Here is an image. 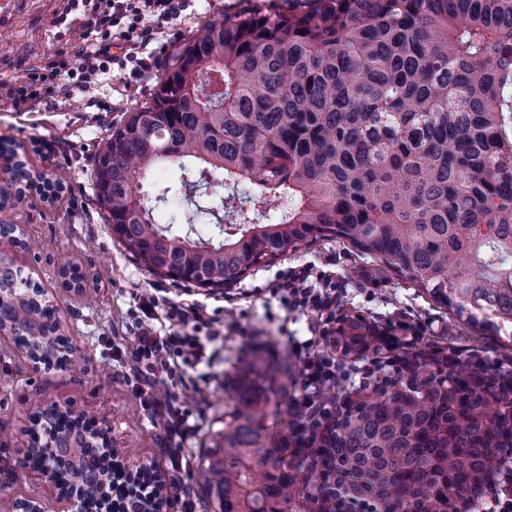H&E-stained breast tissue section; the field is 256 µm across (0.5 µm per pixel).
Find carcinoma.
Returning <instances> with one entry per match:
<instances>
[{
	"mask_svg": "<svg viewBox=\"0 0 512 512\" xmlns=\"http://www.w3.org/2000/svg\"><path fill=\"white\" fill-rule=\"evenodd\" d=\"M172 157L182 187L227 190L209 211L223 241L153 222L143 175ZM95 192L128 251L176 281L230 286L333 235L471 324L512 327V0H240L179 45L110 134ZM1 288L18 344L52 332L37 284L6 270ZM339 323L345 356L388 342L360 316ZM261 361L253 351V383L206 452L218 512H288L295 492L280 407H259ZM318 447L315 497L335 512H464L512 455V376L495 387L440 351L408 355L384 389L345 399ZM61 478L92 501L112 481L85 456Z\"/></svg>",
	"mask_w": 512,
	"mask_h": 512,
	"instance_id": "1",
	"label": "carcinoma"
}]
</instances>
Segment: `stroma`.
I'll return each mask as SVG.
<instances>
[{
    "mask_svg": "<svg viewBox=\"0 0 512 512\" xmlns=\"http://www.w3.org/2000/svg\"><path fill=\"white\" fill-rule=\"evenodd\" d=\"M236 3L192 0L158 40L160 60H167L199 25ZM58 9V0H6L0 6V79L24 81L58 52L75 56L83 45L82 29L76 22L65 28L57 25ZM156 79V73H149L141 91L127 98L119 93V77L112 76L84 93L52 94L37 112L0 100V135L27 143L32 165L50 167L64 177V189L54 203L33 192L24 204L0 211V221L23 225L30 248L17 255L16 264L25 278L55 290L59 314L80 364L76 371L35 369L10 339L0 336V512H12L15 502L23 499L39 500L45 512H57L53 485L24 462L32 417L53 401L69 403L88 419L106 421L118 447L164 467L162 428L141 406L128 378L139 299L155 289L173 299L192 296L224 321L220 362L182 391L188 408L201 417L185 449L198 512H211V501L197 477L198 465L215 431L223 426L249 349L261 342L269 359H288V373L277 381L279 428L287 436L295 422L291 395L298 390L293 379L300 366L294 345L308 344L313 354L331 349L315 316L283 308L270 296L277 274L287 267L329 268L345 287L337 315H361L398 340L394 349L376 356H350L347 364L361 367L375 362L381 375L393 377L405 353L440 350L461 362L480 364L491 375L512 374V338L458 318L405 275L372 277L375 258L333 237L301 244L273 262H259L240 282L226 288L200 287L149 272L107 224L94 180L98 152L115 127L124 123L127 112L150 97ZM95 100L114 104V111H96L91 106ZM179 181L180 163L175 159L160 163L145 177L147 195L164 187L170 190L165 201L154 204V222L181 234L192 231L206 239L217 238L218 229L206 211L219 206L218 196L207 191L180 193ZM197 206L202 207V215L194 224H186L185 213ZM68 265L86 274L81 296H73L60 284L59 270Z\"/></svg>",
    "mask_w": 512,
    "mask_h": 512,
    "instance_id": "stroma-1",
    "label": "stroma"
}]
</instances>
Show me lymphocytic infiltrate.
I'll list each match as a JSON object with an SVG mask.
<instances>
[{
    "label": "lymphocytic infiltrate",
    "mask_w": 512,
    "mask_h": 512,
    "mask_svg": "<svg viewBox=\"0 0 512 512\" xmlns=\"http://www.w3.org/2000/svg\"><path fill=\"white\" fill-rule=\"evenodd\" d=\"M188 0H64L60 20L75 16L81 20L84 45L79 63H71L64 54L33 72L28 81H0V100L42 104L52 91H83L101 78L119 72L124 95L135 94L147 73L156 64L151 48L158 34L171 20L181 16ZM336 283L326 273L309 269H288L275 292L283 304L314 310L325 324L336 320ZM141 320L135 325L137 344L132 353L137 395L163 425L168 441L165 464L169 496L157 504L158 512H195L196 503L183 477L187 461L183 443L198 426L181 403L178 394L157 399L153 383L161 378L179 379L185 366L206 360L207 345L224 337V324L205 316L195 300H155L142 302ZM348 373L335 357L307 356L301 361L298 382L303 396L295 400L300 419L318 429L329 420L331 411L322 403L320 393L329 384L347 379Z\"/></svg>",
    "instance_id": "lymphocytic-infiltrate-1"
}]
</instances>
